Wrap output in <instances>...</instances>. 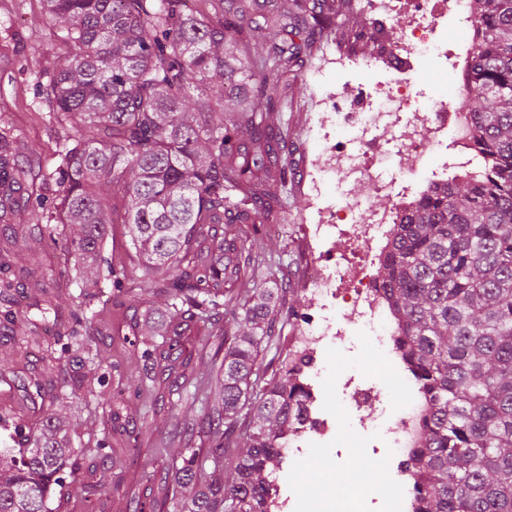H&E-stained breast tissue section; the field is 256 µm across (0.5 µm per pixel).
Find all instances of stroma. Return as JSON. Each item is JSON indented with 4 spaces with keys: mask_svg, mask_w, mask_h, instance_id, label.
Returning <instances> with one entry per match:
<instances>
[{
    "mask_svg": "<svg viewBox=\"0 0 512 512\" xmlns=\"http://www.w3.org/2000/svg\"><path fill=\"white\" fill-rule=\"evenodd\" d=\"M42 13V0H0V133L9 140L0 157L26 173L7 196L0 197V247L10 251L14 268L26 270L21 286L0 290V412L17 408L20 399L33 394L37 401L27 411L26 422L53 414L64 417L69 425L72 445L80 450L77 468L54 486L47 502L49 512H152L155 501L172 489L168 470L173 459L184 449L208 446L204 429L210 406L201 387L210 376L215 348L224 340L225 322L216 318L206 347L183 346L181 357L188 362L184 375H172L167 388L129 402L125 425L142 435L130 467L120 470L112 458L98 455L94 446L108 435L110 409L95 396V389L114 394L119 373L151 376L160 373L163 365L129 355L120 342L105 337L104 328L135 321L137 315L99 303L93 306L94 334L82 353L83 368H76L70 355L46 359L41 354L54 338L67 334L70 313L83 305V284L66 272L63 247L33 253L23 243L30 234L28 212L36 197L49 203L61 190L57 151L70 136L67 126L44 115V89L64 62L67 49L54 27L42 22ZM37 21L42 31L35 40L30 26ZM302 180L298 171L288 180L287 224L264 233L267 252L280 260L289 277L287 298L293 305L304 296V267L311 260L302 234L308 214ZM44 290L53 295L54 309L43 312L29 307V296ZM327 362L328 402L336 400L337 375L353 369L383 383L393 406L402 405L397 374L370 345L349 357L329 353ZM80 370L86 375L85 389L61 394L60 386ZM369 414L366 408L358 413L337 408L338 462H331L323 448L308 449L304 456L284 462L295 493L325 502L328 512H346L356 489L375 495L383 492L393 461L388 455L376 456L371 449L355 447L352 438L359 417Z\"/></svg>",
    "mask_w": 512,
    "mask_h": 512,
    "instance_id": "stroma-1",
    "label": "stroma"
}]
</instances>
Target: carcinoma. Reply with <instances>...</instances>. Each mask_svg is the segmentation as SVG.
Returning <instances> with one entry per match:
<instances>
[{"mask_svg": "<svg viewBox=\"0 0 512 512\" xmlns=\"http://www.w3.org/2000/svg\"><path fill=\"white\" fill-rule=\"evenodd\" d=\"M70 54L45 90L52 116L70 125L59 149L62 189L32 217L48 244L64 224L86 306L110 296L136 308L167 300L151 336L177 338L224 307L235 328L210 383L216 405L210 454L186 449L175 471L192 498L171 512H266L281 442L300 404L295 369L259 385L258 358L286 298L266 287L257 221L282 224L290 151L285 123L300 100L295 66L357 15L353 0H42ZM477 49L462 108L482 161L428 187L396 225L380 264L398 345L432 405L424 447L411 466L416 512H512V0H472ZM115 184L112 204L102 187ZM125 225L142 276L101 255L107 227ZM253 282L240 296L233 285ZM93 318L74 312L61 351L79 345ZM173 345H145L167 359ZM13 447L0 450V512H49L47 500L75 450L60 418L36 426L0 414ZM227 469L232 480L205 476Z\"/></svg>", "mask_w": 512, "mask_h": 512, "instance_id": "cac0c4a2", "label": "carcinoma"}]
</instances>
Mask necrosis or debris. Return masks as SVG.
<instances>
[{"label":"necrosis or debris","mask_w":512,"mask_h":512,"mask_svg":"<svg viewBox=\"0 0 512 512\" xmlns=\"http://www.w3.org/2000/svg\"><path fill=\"white\" fill-rule=\"evenodd\" d=\"M372 29L394 25L399 41L387 44L373 58L343 57L338 68L373 74L350 99L327 92L313 128L316 149L306 171L311 222L305 234L316 261L306 269V295L297 312L296 356L302 357L299 386L303 412L283 440V455L304 449L332 447L335 415L325 401L327 355L350 350L357 336L370 337L387 359L409 398L393 409L383 386L344 374L336 379L342 407H369L374 448L389 452L397 462L398 495L373 499L354 496L349 512H416V486L410 464L423 447L430 416L427 399L415 384L412 365L396 345L394 314L382 290L379 265L391 247L397 224L431 183L448 171L464 173L476 165L472 118L447 99L426 101L414 96L412 75L421 68L436 74L440 87H457L476 46L469 39L449 38V31L473 25L469 0H356ZM413 137L400 142V129ZM371 181L386 193V207L347 206L352 186ZM347 241L344 252H333L336 241Z\"/></svg>","instance_id":"necrosis-or-debris-1"}]
</instances>
